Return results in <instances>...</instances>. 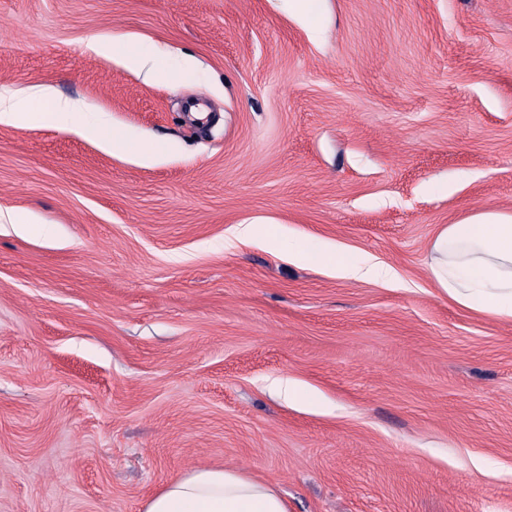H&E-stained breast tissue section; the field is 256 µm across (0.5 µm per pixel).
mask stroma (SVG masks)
Wrapping results in <instances>:
<instances>
[{"mask_svg":"<svg viewBox=\"0 0 512 512\" xmlns=\"http://www.w3.org/2000/svg\"><path fill=\"white\" fill-rule=\"evenodd\" d=\"M40 88L159 154L39 98L0 124V512H142L214 465L288 512H512V320L428 274L512 210V0H0V94ZM53 102L48 117L62 126H78L86 137L96 140L100 146L112 153L133 152L143 161H151L154 157L151 150L137 148L119 133H109L103 124H85L80 121L75 103L61 98L51 97ZM328 263L333 265L336 275L346 279H392L396 273L388 267L377 263L368 255L352 254L349 251L336 247V252L324 251L321 253Z\"/></svg>","mask_w":512,"mask_h":512,"instance_id":"stroma-1","label":"stroma"}]
</instances>
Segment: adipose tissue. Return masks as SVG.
Instances as JSON below:
<instances>
[{
  "label": "adipose tissue",
  "mask_w": 512,
  "mask_h": 512,
  "mask_svg": "<svg viewBox=\"0 0 512 512\" xmlns=\"http://www.w3.org/2000/svg\"><path fill=\"white\" fill-rule=\"evenodd\" d=\"M49 117L62 126H80L86 137L112 153L137 151L118 133L100 124H81L75 103L54 99ZM428 272L433 284L462 308L512 320V212L481 211L446 225L431 245ZM337 276L346 279L394 278L391 268L368 255L339 249L325 252ZM144 512H288L272 485L226 467H195L150 496Z\"/></svg>",
  "instance_id": "adipose-tissue-1"
}]
</instances>
